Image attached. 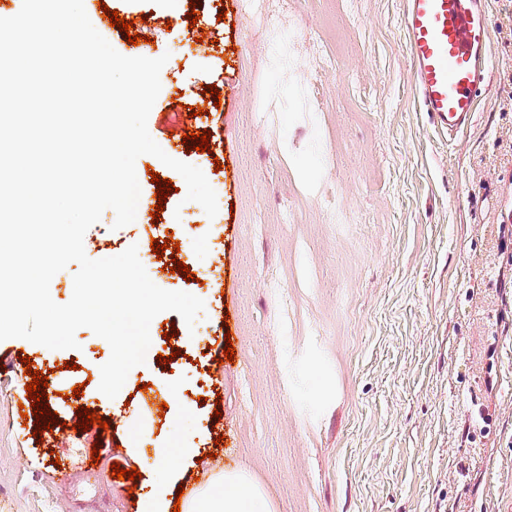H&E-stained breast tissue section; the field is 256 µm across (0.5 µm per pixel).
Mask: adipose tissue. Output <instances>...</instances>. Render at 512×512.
Returning <instances> with one entry per match:
<instances>
[{"instance_id":"obj_1","label":"adipose tissue","mask_w":512,"mask_h":512,"mask_svg":"<svg viewBox=\"0 0 512 512\" xmlns=\"http://www.w3.org/2000/svg\"><path fill=\"white\" fill-rule=\"evenodd\" d=\"M184 512H272V507L244 472L228 470L187 501Z\"/></svg>"}]
</instances>
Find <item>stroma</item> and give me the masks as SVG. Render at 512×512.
I'll use <instances>...</instances> for the list:
<instances>
[{"mask_svg":"<svg viewBox=\"0 0 512 512\" xmlns=\"http://www.w3.org/2000/svg\"><path fill=\"white\" fill-rule=\"evenodd\" d=\"M488 7L495 90L452 146L418 103L402 0H288L273 25L238 17L231 0L86 4L121 55L166 57L148 131L202 170L218 213L144 154L134 222L115 228L104 210L85 253L137 246L156 286L205 308L192 327L158 314L145 364L112 399L99 389L111 347L89 328L74 349L0 341L17 361L0 373V512H141L149 490L173 512L180 487L227 469L246 471L274 512H507L512 0ZM107 8L133 20L137 44ZM205 130L209 152L187 150L184 135ZM155 173L175 187L162 202ZM168 237L194 280L163 271L151 242ZM24 354L48 376L56 413L38 439L20 415L32 404ZM81 406L107 429L73 430ZM93 446L96 475L57 468L56 456ZM169 453L183 457L177 472ZM116 463L139 478L114 479Z\"/></svg>","mask_w":512,"mask_h":512,"instance_id":"1","label":"stroma"}]
</instances>
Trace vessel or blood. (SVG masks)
<instances>
[{"instance_id": "obj_1", "label": "vessel or blood", "mask_w": 512, "mask_h": 512, "mask_svg": "<svg viewBox=\"0 0 512 512\" xmlns=\"http://www.w3.org/2000/svg\"><path fill=\"white\" fill-rule=\"evenodd\" d=\"M487 0H403V26L419 104L451 135L472 125L491 83Z\"/></svg>"}]
</instances>
